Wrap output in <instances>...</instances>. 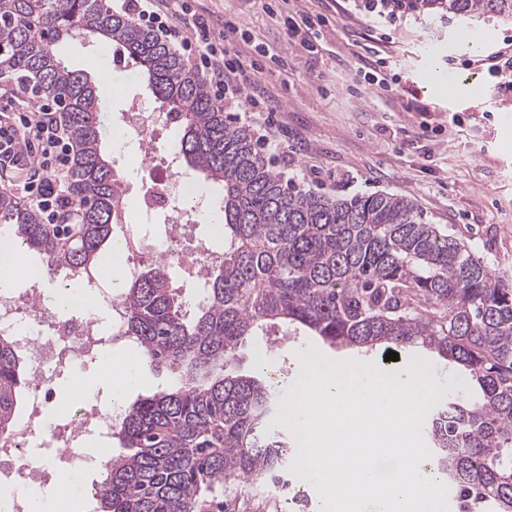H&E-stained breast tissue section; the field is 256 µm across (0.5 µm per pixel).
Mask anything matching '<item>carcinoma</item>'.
<instances>
[{
  "instance_id": "cac0c4a2",
  "label": "carcinoma",
  "mask_w": 512,
  "mask_h": 512,
  "mask_svg": "<svg viewBox=\"0 0 512 512\" xmlns=\"http://www.w3.org/2000/svg\"><path fill=\"white\" fill-rule=\"evenodd\" d=\"M431 16L512 19V0H412ZM92 37L121 50L181 128L182 161L224 192V264L206 274L189 312L157 263L123 292L124 335L176 386L120 414L95 512H207L224 484L288 466V433L270 426L278 394L236 370L235 351L269 326L297 325L331 347L435 354L480 391L444 396L425 429L437 469L462 497L512 512V284L424 222L398 195L334 198L287 184L251 135L232 126L206 82L155 33L106 0H0V80L64 104L75 146L67 224L0 192V224L39 255L49 278L102 263L116 188L100 141L103 106L88 72L65 65V43ZM25 361L0 336V432L16 421Z\"/></svg>"
}]
</instances>
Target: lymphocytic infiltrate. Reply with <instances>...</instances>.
<instances>
[{"instance_id":"1","label":"lymphocytic infiltrate","mask_w":512,"mask_h":512,"mask_svg":"<svg viewBox=\"0 0 512 512\" xmlns=\"http://www.w3.org/2000/svg\"><path fill=\"white\" fill-rule=\"evenodd\" d=\"M118 7L165 43L192 56L217 100L243 113L257 132L262 148L279 150L266 105L245 92L251 74L233 47L234 41L245 39V31L228 22L222 34H215L213 20L190 12L186 0H118ZM58 111L57 101L46 97L36 111L19 114L12 128L0 126V165H15L21 144H35L37 153L22 190L50 225L64 209L59 176L69 170L74 152L72 144L65 140Z\"/></svg>"}]
</instances>
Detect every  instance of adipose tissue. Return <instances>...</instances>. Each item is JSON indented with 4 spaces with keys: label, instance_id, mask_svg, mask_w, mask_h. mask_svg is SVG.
I'll use <instances>...</instances> for the list:
<instances>
[{
    "label": "adipose tissue",
    "instance_id": "obj_1",
    "mask_svg": "<svg viewBox=\"0 0 512 512\" xmlns=\"http://www.w3.org/2000/svg\"><path fill=\"white\" fill-rule=\"evenodd\" d=\"M46 297L60 312L79 309L99 317L106 314L95 289L83 282L47 289ZM145 367L142 355L101 351L96 370L82 376L77 384L58 386L51 417L61 416L73 403L92 398L101 390L106 391L114 407H121L128 391L140 382ZM22 493L27 498L29 512H85L89 489L81 478L62 472L53 483L29 486L23 488Z\"/></svg>",
    "mask_w": 512,
    "mask_h": 512
}]
</instances>
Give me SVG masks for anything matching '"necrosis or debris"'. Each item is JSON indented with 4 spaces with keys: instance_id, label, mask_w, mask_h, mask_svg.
Listing matches in <instances>:
<instances>
[{
    "instance_id": "1",
    "label": "necrosis or debris",
    "mask_w": 512,
    "mask_h": 512,
    "mask_svg": "<svg viewBox=\"0 0 512 512\" xmlns=\"http://www.w3.org/2000/svg\"><path fill=\"white\" fill-rule=\"evenodd\" d=\"M115 124L123 126L145 146V167H157L141 186H133L124 160L113 162L116 193L112 203V234L125 246L123 276L133 281L141 273L145 256L166 261L179 268L183 282L202 287L205 274L224 261L223 249L213 247L204 237L202 203L196 202V188L181 178V159L170 148L160 149L157 134L168 124L165 113L127 110L115 113ZM160 212L166 223L162 240H146L131 224L133 207ZM77 279L98 285L109 311L111 336L120 346H131L123 334L126 306L120 295L99 286L98 271L89 266L76 271ZM99 319L79 315L59 319L48 307L42 278H22L18 288L0 293V335L8 337L27 363L28 395L22 416L8 436H0V489L46 482L54 465L72 472L102 468L99 459L87 456V439L108 440L119 419L92 402L71 408L49 428L41 421L55 399L54 388L60 368L96 352L102 338Z\"/></svg>"
}]
</instances>
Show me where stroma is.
<instances>
[{
    "label": "stroma",
    "mask_w": 512,
    "mask_h": 512,
    "mask_svg": "<svg viewBox=\"0 0 512 512\" xmlns=\"http://www.w3.org/2000/svg\"><path fill=\"white\" fill-rule=\"evenodd\" d=\"M196 13L247 30L252 43H238L245 60L260 71L249 94L279 102L274 116L282 147L267 152L273 168L299 188L343 198L394 194L413 199L427 223L466 245L493 275L512 283V108L496 78L477 59L512 43V20L455 17L442 22L408 14L395 25L366 16L358 0H189ZM322 16L312 41L283 46L287 16ZM265 43L269 56L253 52ZM287 53V67L272 57ZM70 68L94 79L118 74L109 85L114 111L136 106L146 112L159 102L139 71L114 46L71 41L64 54ZM457 95H448L449 75ZM399 83L398 91L380 79ZM268 342L265 373L288 390L300 372V354L310 347L333 361L386 362L383 348L357 352L323 345L306 330L284 325L266 337H251L236 352L240 373L255 371V348ZM223 512H315L279 492L276 483H234L218 493Z\"/></svg>",
    "instance_id": "obj_1"
}]
</instances>
